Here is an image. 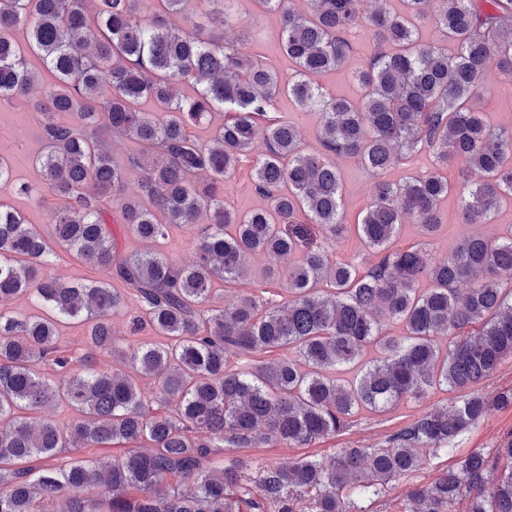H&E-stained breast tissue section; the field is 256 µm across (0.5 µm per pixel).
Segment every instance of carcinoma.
<instances>
[{
  "instance_id": "carcinoma-1",
  "label": "carcinoma",
  "mask_w": 512,
  "mask_h": 512,
  "mask_svg": "<svg viewBox=\"0 0 512 512\" xmlns=\"http://www.w3.org/2000/svg\"><path fill=\"white\" fill-rule=\"evenodd\" d=\"M196 1L222 7L175 26ZM137 2L0 0V100L26 97L43 115L34 167L58 200L43 226L0 201V512H241L242 501L249 512H360L357 501L398 477L410 479L406 512H455L463 501L466 512H512V440L411 481L425 455L450 452L491 410L512 406V388L493 399L476 389L512 357V234L469 235L440 263L426 250L450 195L459 224H486L512 201V129L493 127L482 107L490 69L512 87V0H383L368 15L363 0H253L276 17L293 65L286 79L225 43L236 0H155L149 20ZM425 22L442 42L420 40ZM363 27L375 52L353 73L354 101L319 79L344 68ZM41 69L52 81L34 100ZM284 95L316 114L322 152L273 114ZM217 112L224 121L207 139L191 134ZM115 136L139 147L125 166L112 156ZM260 144L263 204L240 213L224 205V179ZM423 150L434 169L382 178ZM341 156L374 177L355 225L358 263L307 242L311 224L335 239L347 230ZM128 166L143 171L132 189ZM201 172L210 182L198 188ZM0 187L32 190L3 155ZM407 218L422 242L394 249ZM114 222L133 250L119 253ZM179 227L195 233L189 264L161 250ZM56 246L107 279L51 275ZM256 256L285 301L215 304L213 283H238ZM285 257L293 262L276 272ZM21 297L31 310L3 308ZM130 301L134 330L152 337L124 350L111 315ZM68 321L84 326L77 358L61 344ZM272 349L288 354L231 359ZM101 354L112 366L97 370ZM439 390L460 396L378 448L255 469L234 455L308 446L347 431L362 410ZM53 400L76 416H28ZM105 445L127 450L107 466L86 455L58 462L62 448Z\"/></svg>"
}]
</instances>
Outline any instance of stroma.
Segmentation results:
<instances>
[{
    "label": "stroma",
    "instance_id": "1",
    "mask_svg": "<svg viewBox=\"0 0 512 512\" xmlns=\"http://www.w3.org/2000/svg\"><path fill=\"white\" fill-rule=\"evenodd\" d=\"M224 38L244 56H259L280 73H287L288 62L279 49V29L275 19L255 9L251 0H236L234 15L224 32ZM354 51L346 67L338 73L322 77L324 87L334 93L351 98L357 97L358 88L353 81L355 71L365 67L373 51L368 31H360L353 37ZM484 108L492 125L512 128V87L505 85L496 72H488L483 95ZM40 116L32 112L27 102L16 99L0 103V155L11 159L18 180L33 183L31 196L18 197L9 190L0 189V200L11 203L26 212L31 223L45 224L50 220V211L56 205L49 191L37 185L32 161L41 145L36 136ZM337 164L344 177L343 207L344 221L352 224L367 206L370 174L354 159L341 158ZM254 158L244 159L235 173L224 183V201L234 209L245 212L261 205L252 175ZM512 228V205L503 207L497 217L488 224H459L448 221L442 234L433 239L429 254L432 261L447 258L450 249L462 236L480 233L489 237L504 235ZM262 258L251 264L250 279L228 288H219L217 295L221 304L234 303L239 296L255 294L269 300H277L279 290L272 281L266 280ZM454 393L439 392L422 400H404L388 412L372 414L359 412L355 424L346 432L312 445L306 453L316 457L330 456L337 448H368L384 444L385 440L409 422L425 415L433 405L452 402ZM512 436V407L492 411L476 428L456 440L450 453L428 458L417 472L418 481L430 482L443 468L459 463L469 453L495 447L504 438ZM298 448L285 445L260 446L238 449L237 454L251 464L285 461L305 453Z\"/></svg>",
    "mask_w": 512,
    "mask_h": 512
}]
</instances>
